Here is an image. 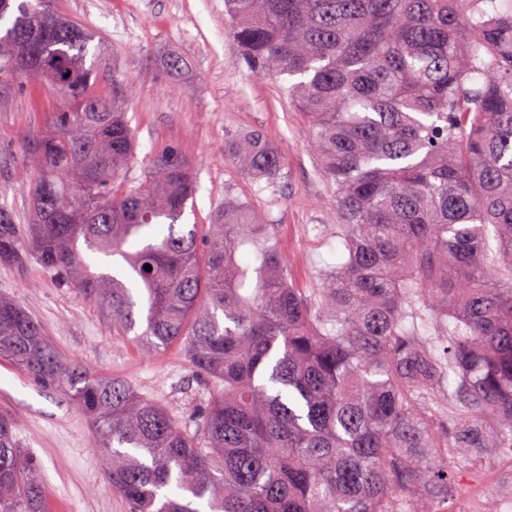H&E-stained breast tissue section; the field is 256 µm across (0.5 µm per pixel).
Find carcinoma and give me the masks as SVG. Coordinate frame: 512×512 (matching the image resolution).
I'll return each mask as SVG.
<instances>
[{
  "label": "carcinoma",
  "instance_id": "obj_1",
  "mask_svg": "<svg viewBox=\"0 0 512 512\" xmlns=\"http://www.w3.org/2000/svg\"><path fill=\"white\" fill-rule=\"evenodd\" d=\"M224 14L253 69L298 78L284 92L334 188L346 260L308 295L246 202L180 223L196 186L171 151L122 188L134 83L114 76L101 96L94 32L53 27L49 0H0V81L46 79L66 98L27 138L33 221L22 232L0 208V263L31 256L146 351L181 347L211 398L191 431L60 357L2 295L0 359L86 416L129 512H445L471 449L512 457V9L224 0ZM162 68L189 63L169 53ZM224 157L269 184L280 171L260 131ZM96 254L121 262L96 274ZM429 323L436 344L416 330ZM440 388L451 416L432 407ZM46 495L0 416V512H45Z\"/></svg>",
  "mask_w": 512,
  "mask_h": 512
}]
</instances>
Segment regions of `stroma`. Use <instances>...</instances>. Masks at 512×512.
I'll list each match as a JSON object with an SVG mask.
<instances>
[{
	"label": "stroma",
	"instance_id": "1",
	"mask_svg": "<svg viewBox=\"0 0 512 512\" xmlns=\"http://www.w3.org/2000/svg\"><path fill=\"white\" fill-rule=\"evenodd\" d=\"M224 0H52L55 11L94 31L101 41L97 84L112 94V76L133 79L137 93L125 110L137 149L126 170L142 183L150 159L177 151L189 165L197 192L182 218L210 223L225 195L247 201L274 228L292 279L319 288L325 272L344 254L332 231L334 194L321 177L308 145L305 117L288 102L280 83L250 71L228 33ZM190 69L170 82L157 61L167 50ZM63 107L57 89L39 79L0 86V206L15 223L32 219L29 187L37 173L21 140ZM262 131L278 148L275 186L255 182L224 158V141L243 130ZM0 293L12 297L43 328L63 357L105 377H117L190 421L208 399L175 346L148 352L121 336L75 288H67L35 260L24 267L0 265ZM15 423L16 442L39 462L49 490L47 512H127L99 461L91 427L59 392L0 360V416ZM512 493V458H476L460 484L455 512H486Z\"/></svg>",
	"mask_w": 512,
	"mask_h": 512
}]
</instances>
